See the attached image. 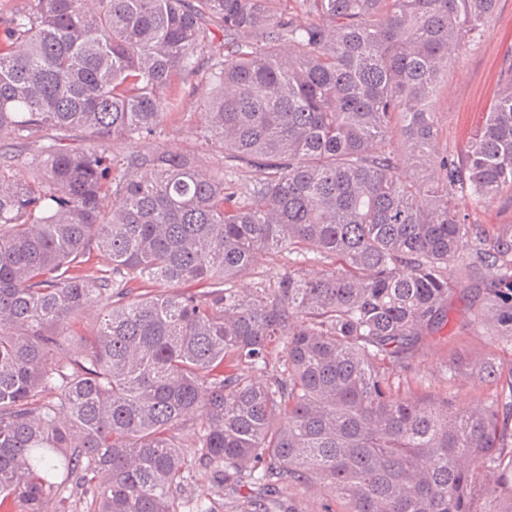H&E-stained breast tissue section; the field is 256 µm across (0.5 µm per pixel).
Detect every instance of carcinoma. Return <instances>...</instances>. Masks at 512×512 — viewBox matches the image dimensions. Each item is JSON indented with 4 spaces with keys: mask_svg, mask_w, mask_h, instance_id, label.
<instances>
[{
    "mask_svg": "<svg viewBox=\"0 0 512 512\" xmlns=\"http://www.w3.org/2000/svg\"><path fill=\"white\" fill-rule=\"evenodd\" d=\"M495 5L29 0L4 24L0 512H213L196 474L241 512H295L309 484L341 512H512V364L457 354L449 376L495 386L474 408L395 382L475 279L474 319L512 345V235L456 205L512 195V79L462 159L432 109ZM193 78L198 139L260 173L244 192L157 144L109 155L157 141ZM295 258V254L288 255V249L273 254L270 257H264L248 274L237 278L225 285L227 288H236L239 291H247L253 288L254 283L268 279L271 272L275 269L288 265V261Z\"/></svg>",
    "mask_w": 512,
    "mask_h": 512,
    "instance_id": "carcinoma-1",
    "label": "carcinoma"
}]
</instances>
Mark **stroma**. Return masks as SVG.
Here are the masks:
<instances>
[{"label": "stroma", "mask_w": 512, "mask_h": 512, "mask_svg": "<svg viewBox=\"0 0 512 512\" xmlns=\"http://www.w3.org/2000/svg\"><path fill=\"white\" fill-rule=\"evenodd\" d=\"M511 65L512 0H497L481 38L463 47L449 63L448 76L435 99L440 150L453 155L464 150L504 83V69ZM200 110L199 95L186 96L181 113L168 122L159 143L170 152L195 155L199 164L218 173L223 169L222 153L197 139ZM458 202L471 222L483 225L489 234L512 229V197L505 195L480 205L464 194ZM485 330L484 324L474 320L468 301L455 296L447 326L420 345L412 359V371L401 374L402 391L427 399L445 394L464 407L484 402L493 392L492 384L480 382L467 371L449 376L448 367L460 353L475 361L493 353Z\"/></svg>", "instance_id": "obj_1"}]
</instances>
